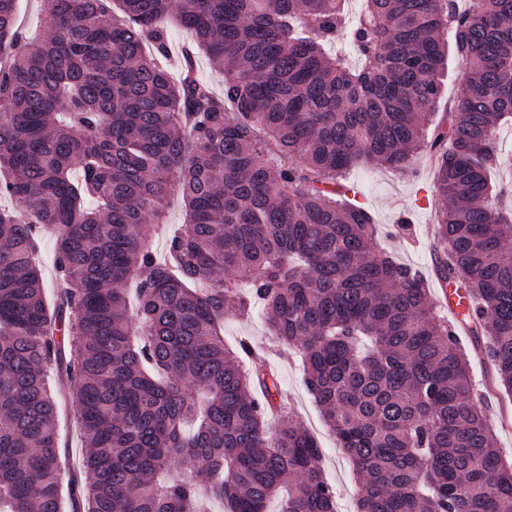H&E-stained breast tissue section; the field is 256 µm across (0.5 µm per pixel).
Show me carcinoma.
<instances>
[{
  "label": "carcinoma",
  "instance_id": "1",
  "mask_svg": "<svg viewBox=\"0 0 512 512\" xmlns=\"http://www.w3.org/2000/svg\"><path fill=\"white\" fill-rule=\"evenodd\" d=\"M42 2L30 38L0 0V196L17 204L0 209V512H200L204 490L225 512H336L316 438L273 406L275 373L224 344V314L256 304L303 356L357 512H512L467 350L341 182L432 159L438 276L467 290L512 395V208L490 179L512 166L493 145L512 119V0H366L349 30L345 0H118L120 18L112 0ZM172 14L224 98L191 57L178 75L155 63ZM345 33L358 68L325 51ZM451 56L463 83L448 132H430ZM174 194L184 222L160 257ZM40 227L56 232L53 305ZM51 365L85 447L68 481Z\"/></svg>",
  "mask_w": 512,
  "mask_h": 512
}]
</instances>
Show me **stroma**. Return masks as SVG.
Segmentation results:
<instances>
[{"mask_svg": "<svg viewBox=\"0 0 512 512\" xmlns=\"http://www.w3.org/2000/svg\"><path fill=\"white\" fill-rule=\"evenodd\" d=\"M346 181L357 186L359 205L371 213L378 227V248L416 269L427 284H434L430 270L434 257L431 226L437 204L432 192L433 173L426 159L416 160L404 172L358 166L347 173ZM457 334L472 352L474 403L489 417L497 447L507 449V459L512 462V396L488 388L494 368L486 350V337L472 336L468 326L462 324L458 325ZM224 340L230 346L245 340L266 354L276 372L286 415L301 421L322 449L324 476L336 489V512H355L358 485L352 464L322 423L321 411L306 389L300 357L274 346L268 326L258 313L247 319L225 316Z\"/></svg>", "mask_w": 512, "mask_h": 512, "instance_id": "stroma-1", "label": "stroma"}]
</instances>
